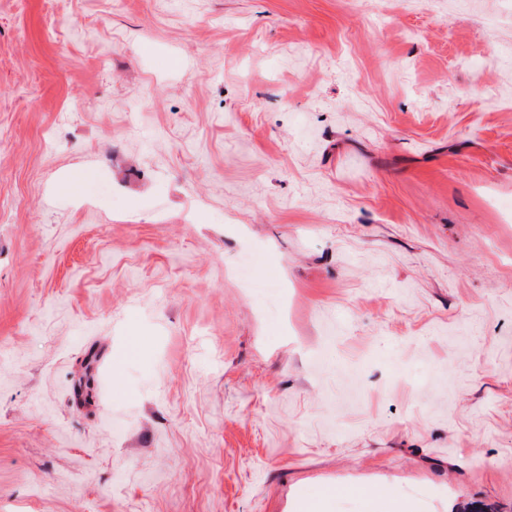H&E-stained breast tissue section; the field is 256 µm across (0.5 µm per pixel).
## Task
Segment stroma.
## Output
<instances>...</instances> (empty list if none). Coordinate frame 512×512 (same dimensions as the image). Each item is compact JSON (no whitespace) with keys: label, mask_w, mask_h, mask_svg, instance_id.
<instances>
[{"label":"stroma","mask_w":512,"mask_h":512,"mask_svg":"<svg viewBox=\"0 0 512 512\" xmlns=\"http://www.w3.org/2000/svg\"><path fill=\"white\" fill-rule=\"evenodd\" d=\"M511 212L512 0H0V512H512Z\"/></svg>","instance_id":"35a3bbf8"}]
</instances>
